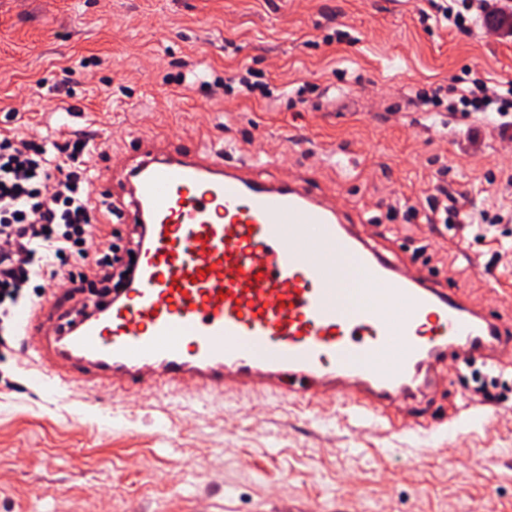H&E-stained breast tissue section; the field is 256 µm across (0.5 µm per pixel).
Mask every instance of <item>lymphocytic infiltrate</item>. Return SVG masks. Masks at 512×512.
<instances>
[{
  "instance_id": "1",
  "label": "lymphocytic infiltrate",
  "mask_w": 512,
  "mask_h": 512,
  "mask_svg": "<svg viewBox=\"0 0 512 512\" xmlns=\"http://www.w3.org/2000/svg\"><path fill=\"white\" fill-rule=\"evenodd\" d=\"M412 102L425 112L492 108L505 118L512 115V88L502 93L483 81L465 88L455 80L416 92ZM86 143L72 134L0 136V326L14 320L35 282L80 292L90 277L108 283L123 275L118 248L102 245L95 233L99 206L85 172Z\"/></svg>"
}]
</instances>
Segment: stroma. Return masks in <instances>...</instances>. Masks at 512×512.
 <instances>
[{"label":"stroma","instance_id":"stroma-1","mask_svg":"<svg viewBox=\"0 0 512 512\" xmlns=\"http://www.w3.org/2000/svg\"><path fill=\"white\" fill-rule=\"evenodd\" d=\"M427 0H0V133L87 128L102 173L132 130L232 143L310 179L353 217L385 225L397 255L431 238L439 275L512 318V139L495 113L416 111L413 90L453 78L512 82V38L423 21ZM213 86H187L183 65ZM256 71L268 95L228 93ZM302 84L336 99L293 102ZM344 150L351 169L329 151ZM448 188L475 262L427 225L406 223L435 180ZM398 210L389 217L386 202ZM501 215L474 239L468 217ZM0 348V512H512V352L485 372L503 385L491 416L469 369L449 367L427 413L456 428L403 436L360 425L329 395L294 404L258 394L183 395L76 385L51 397ZM430 455L417 454L420 445ZM252 77H254V73L250 69H244L228 78L224 77V91H232L234 86L237 85L240 91L245 93H254L256 90H259L262 95H267L268 93L264 85L253 81Z\"/></svg>","mask_w":512,"mask_h":512}]
</instances>
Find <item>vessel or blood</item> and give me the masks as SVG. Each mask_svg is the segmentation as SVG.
I'll return each instance as SVG.
<instances>
[{
	"label": "vessel or blood",
	"mask_w": 512,
	"mask_h": 512,
	"mask_svg": "<svg viewBox=\"0 0 512 512\" xmlns=\"http://www.w3.org/2000/svg\"><path fill=\"white\" fill-rule=\"evenodd\" d=\"M109 177L94 173L117 224L133 225L134 271L87 316L44 296L17 316L47 390L325 393L390 434L430 423L418 400L448 365L512 349V321L470 305L361 230L303 179L160 134H131Z\"/></svg>",
	"instance_id": "vessel-or-blood-1"
}]
</instances>
